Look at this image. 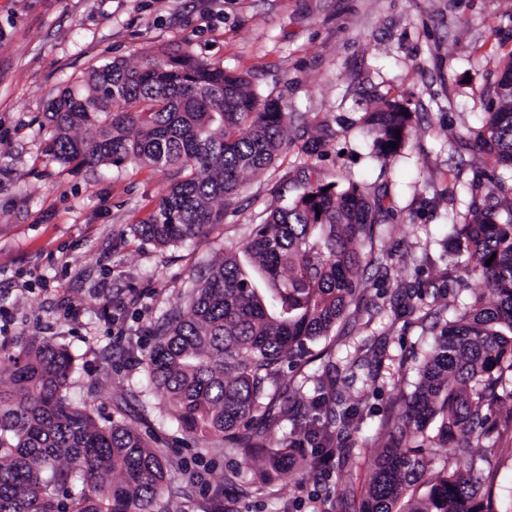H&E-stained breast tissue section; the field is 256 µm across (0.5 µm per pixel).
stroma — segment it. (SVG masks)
<instances>
[{
  "mask_svg": "<svg viewBox=\"0 0 512 512\" xmlns=\"http://www.w3.org/2000/svg\"><path fill=\"white\" fill-rule=\"evenodd\" d=\"M182 50L244 74L259 100L288 113L286 144L252 175L207 237L158 247L133 235L169 190L153 168L79 167L49 158V103L95 66L132 67ZM512 50V0H0V366L24 336L75 357L67 398L95 417L137 426L168 462L163 512H359L370 476L353 469L268 470L217 437L179 430L148 382L156 326L200 272L242 252L269 210L308 187L356 186L390 206L360 249L364 285L324 361L286 371L283 400L334 382L357 418L346 448H378L383 413L417 381L416 366L454 308L484 283L448 264L449 226L466 188L485 197L495 163L475 145L487 88ZM412 114L388 160L364 115L384 95ZM504 512H512V429L482 446Z\"/></svg>",
  "mask_w": 512,
  "mask_h": 512,
  "instance_id": "1",
  "label": "stroma"
}]
</instances>
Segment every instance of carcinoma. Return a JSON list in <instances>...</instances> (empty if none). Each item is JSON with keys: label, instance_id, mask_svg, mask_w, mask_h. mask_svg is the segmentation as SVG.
<instances>
[{"label": "carcinoma", "instance_id": "cac0c4a2", "mask_svg": "<svg viewBox=\"0 0 512 512\" xmlns=\"http://www.w3.org/2000/svg\"><path fill=\"white\" fill-rule=\"evenodd\" d=\"M495 95L478 140L507 166L493 175L503 200L481 199L471 184L467 214L449 235L456 257L498 304L453 312L418 366L415 389L380 420L389 441L365 450L371 474L361 512H498L492 486L480 492L485 457L473 441L497 440L493 405L512 397V51ZM49 113L51 159L134 162L167 176L168 194L133 228L159 247L222 224L248 176L274 161L288 123L278 102H258L245 76L186 53L140 69L96 66L53 99ZM364 121L376 156L386 159L402 147L410 115L384 97ZM381 211L353 186L306 190L256 227L247 263L226 256L196 281L186 308L159 325L148 359L150 379L185 433L218 436L270 467L323 469L335 458L345 466L355 459L353 449L334 446L355 409L329 392L302 413L276 403L285 361L329 338L354 302L357 246L373 243ZM74 362L66 347L28 336L11 366L0 368V512H156L172 480L167 462L127 422L98 420L68 402ZM259 417L304 421L309 448L299 455L267 447ZM434 419L438 433L427 443L404 440L405 429ZM450 434L455 465L436 472L432 460Z\"/></svg>", "mask_w": 512, "mask_h": 512}]
</instances>
